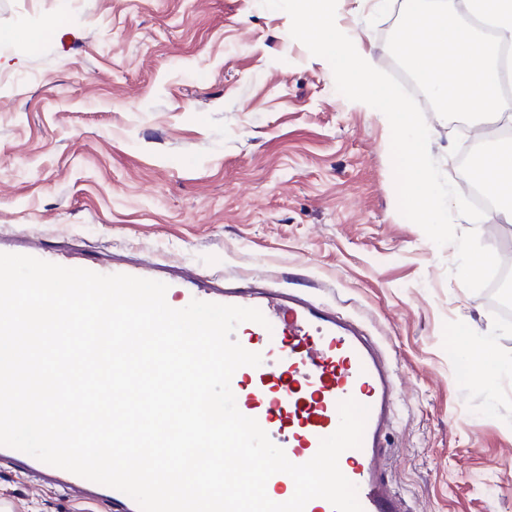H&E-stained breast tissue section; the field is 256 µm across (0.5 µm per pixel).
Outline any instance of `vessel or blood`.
<instances>
[{
	"label": "vessel or blood",
	"mask_w": 512,
	"mask_h": 512,
	"mask_svg": "<svg viewBox=\"0 0 512 512\" xmlns=\"http://www.w3.org/2000/svg\"><path fill=\"white\" fill-rule=\"evenodd\" d=\"M175 292L182 304L212 301L259 309L266 324L241 323L237 341L260 354V366L235 371L231 389L238 410L255 418L270 440L295 464L309 461L322 438L339 426L338 405L351 398L369 409L361 447L344 451L342 473L357 488L363 512H410L406 497L386 476L388 436L394 425L399 394L395 372L376 342L354 320L335 307L315 301L299 288L268 286L263 279L225 283L223 289L188 278ZM0 460L13 463L28 475H44L42 461L17 455L0 446ZM57 482L82 493L122 506V512H140L127 494L60 469Z\"/></svg>",
	"instance_id": "vessel-or-blood-1"
}]
</instances>
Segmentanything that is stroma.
I'll return each instance as SVG.
<instances>
[{"instance_id": "1", "label": "stroma", "mask_w": 512, "mask_h": 512, "mask_svg": "<svg viewBox=\"0 0 512 512\" xmlns=\"http://www.w3.org/2000/svg\"><path fill=\"white\" fill-rule=\"evenodd\" d=\"M402 0H338L397 72ZM260 0H0V252L150 266L175 285L255 276L360 321L400 382L388 476L413 512H512V321L398 211L390 126ZM461 193L458 123L425 110ZM458 231L512 260V223ZM490 346L483 384L462 350ZM0 512H112L0 464Z\"/></svg>"}]
</instances>
